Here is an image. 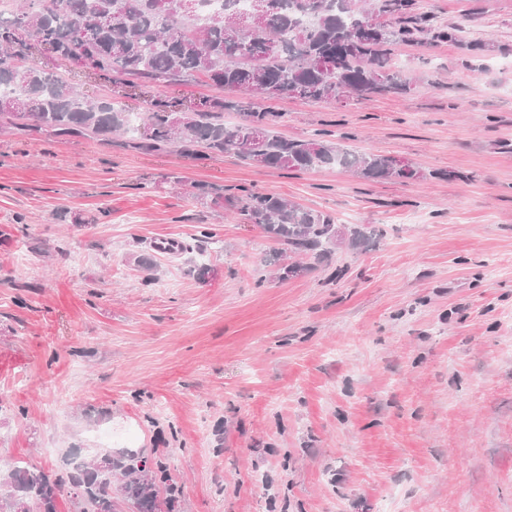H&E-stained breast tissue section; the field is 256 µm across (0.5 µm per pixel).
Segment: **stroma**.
Wrapping results in <instances>:
<instances>
[{
  "label": "stroma",
  "mask_w": 512,
  "mask_h": 512,
  "mask_svg": "<svg viewBox=\"0 0 512 512\" xmlns=\"http://www.w3.org/2000/svg\"><path fill=\"white\" fill-rule=\"evenodd\" d=\"M426 8L478 51L403 48L404 93L253 100L406 182L0 126V471L129 449L178 512H512V0ZM29 61L140 118L225 95ZM239 185L378 235L279 279L224 204Z\"/></svg>",
  "instance_id": "stroma-1"
}]
</instances>
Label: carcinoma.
I'll use <instances>...</instances> for the list:
<instances>
[{"instance_id": "obj_1", "label": "carcinoma", "mask_w": 512, "mask_h": 512, "mask_svg": "<svg viewBox=\"0 0 512 512\" xmlns=\"http://www.w3.org/2000/svg\"><path fill=\"white\" fill-rule=\"evenodd\" d=\"M224 12L202 21L187 15L181 0H24L15 10L0 11V57L19 63L0 64V85L15 89L0 96V123L55 136H81L102 142L127 128L129 112L107 99L90 100L63 75L26 63L29 38L46 43L59 58L79 56L86 76L105 75L123 81L173 86L196 76L241 95L276 99L292 95L310 100L355 96L368 99L408 89L394 63L401 45L455 40L466 44L464 26H446L421 10L420 0H271L262 26L237 31L232 22L242 11L225 2ZM304 13L318 16L315 25L301 23ZM374 17L382 19L373 34L354 42L353 31ZM243 114V121L224 125V111ZM282 113L255 110L242 101L215 99L174 115L158 108L146 113L150 135L128 147L158 152L176 143L185 154L199 148L231 152L250 165L279 171H307L336 165L368 180H405L414 170L392 167L383 155L348 148L320 133L311 139H288L276 128ZM224 203L286 254L317 259L340 237L335 215L305 209L283 197L245 187L225 190ZM0 512H13L7 500L23 498L33 512H57V498L67 494L92 512H175L179 490L168 483L159 461L134 453L78 461L50 478L32 463L21 462L0 474Z\"/></svg>"}]
</instances>
